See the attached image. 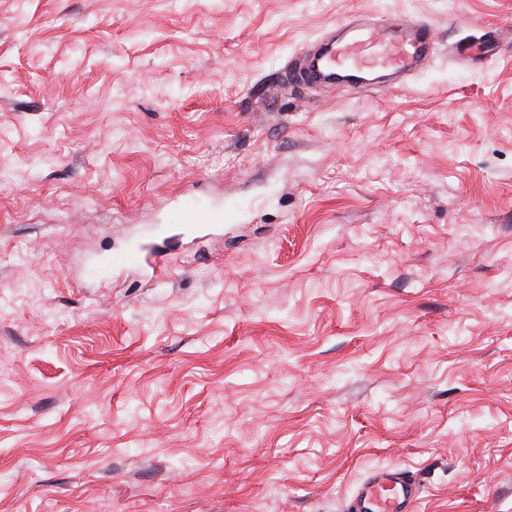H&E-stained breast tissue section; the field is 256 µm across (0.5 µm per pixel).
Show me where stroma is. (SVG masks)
Masks as SVG:
<instances>
[{
  "label": "stroma",
  "instance_id": "stroma-1",
  "mask_svg": "<svg viewBox=\"0 0 512 512\" xmlns=\"http://www.w3.org/2000/svg\"><path fill=\"white\" fill-rule=\"evenodd\" d=\"M444 46L362 95L338 22ZM512 0H0V512H512ZM203 208L215 230L178 228ZM140 243L165 252L100 271ZM355 32L341 45L321 40L316 51L305 55L301 67L289 73V80L308 87L330 84L346 91L368 85L390 86L369 76L384 71L412 74L434 59L439 45L432 23L400 15L371 21ZM350 77L361 81L348 80ZM423 484L413 473L397 468H377L358 484L347 512H414Z\"/></svg>",
  "mask_w": 512,
  "mask_h": 512
}]
</instances>
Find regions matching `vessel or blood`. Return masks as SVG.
Returning a JSON list of instances; mask_svg holds the SVG:
<instances>
[{
    "label": "vessel or blood",
    "instance_id": "b4317fda",
    "mask_svg": "<svg viewBox=\"0 0 512 512\" xmlns=\"http://www.w3.org/2000/svg\"><path fill=\"white\" fill-rule=\"evenodd\" d=\"M439 40L434 25L391 15L357 28L354 36L338 45L321 41L305 55L290 81L309 87L329 84L346 91L371 85L372 74L388 71L409 75L435 57ZM423 485L413 473L397 468H377L358 484L346 512H415Z\"/></svg>",
    "mask_w": 512,
    "mask_h": 512
}]
</instances>
